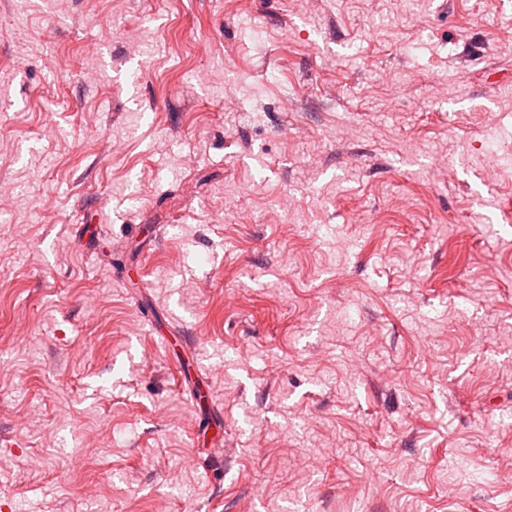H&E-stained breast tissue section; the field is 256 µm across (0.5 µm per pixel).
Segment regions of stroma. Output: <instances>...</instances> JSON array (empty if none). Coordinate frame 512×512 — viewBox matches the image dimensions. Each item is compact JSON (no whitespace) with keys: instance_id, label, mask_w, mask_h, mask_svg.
<instances>
[{"instance_id":"35a3bbf8","label":"stroma","mask_w":512,"mask_h":512,"mask_svg":"<svg viewBox=\"0 0 512 512\" xmlns=\"http://www.w3.org/2000/svg\"><path fill=\"white\" fill-rule=\"evenodd\" d=\"M0 189V512H512V0H0Z\"/></svg>"}]
</instances>
